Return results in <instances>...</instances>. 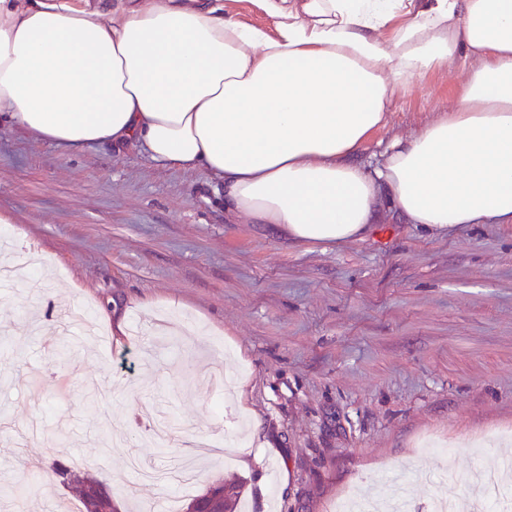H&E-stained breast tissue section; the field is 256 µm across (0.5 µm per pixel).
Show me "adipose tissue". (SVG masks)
Instances as JSON below:
<instances>
[{
  "label": "adipose tissue",
  "instance_id": "1",
  "mask_svg": "<svg viewBox=\"0 0 512 512\" xmlns=\"http://www.w3.org/2000/svg\"><path fill=\"white\" fill-rule=\"evenodd\" d=\"M0 0V126L65 150L132 147L224 182L226 212L288 239L512 222V0ZM466 77L447 114L359 159L401 94ZM210 2L219 9V12L234 14L243 21L263 26L269 31H273V20L258 9L253 0H213Z\"/></svg>",
  "mask_w": 512,
  "mask_h": 512
}]
</instances>
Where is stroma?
Segmentation results:
<instances>
[{"label": "stroma", "instance_id": "stroma-1", "mask_svg": "<svg viewBox=\"0 0 512 512\" xmlns=\"http://www.w3.org/2000/svg\"><path fill=\"white\" fill-rule=\"evenodd\" d=\"M463 78L405 92L362 161ZM381 209L360 239L292 242L226 217L206 172L1 128L0 265L35 259L42 285L0 280V512H78L56 461L123 512H163L190 456L194 493L243 482L237 512H334L367 489L386 506L469 498L468 475L512 449V224L430 232ZM145 409L227 457L130 431Z\"/></svg>", "mask_w": 512, "mask_h": 512}]
</instances>
